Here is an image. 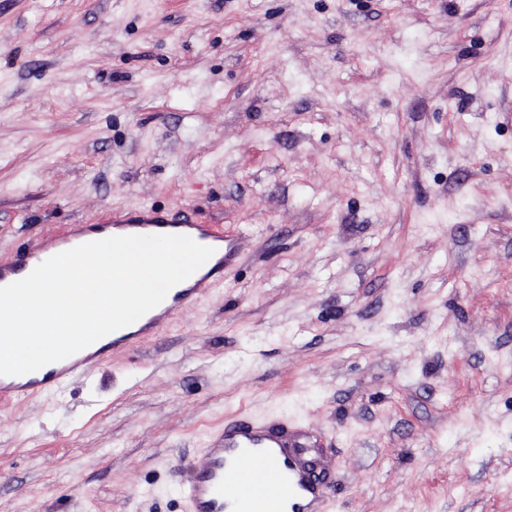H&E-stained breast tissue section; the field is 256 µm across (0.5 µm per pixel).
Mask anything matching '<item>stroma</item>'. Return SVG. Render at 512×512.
<instances>
[{"label": "stroma", "mask_w": 512, "mask_h": 512, "mask_svg": "<svg viewBox=\"0 0 512 512\" xmlns=\"http://www.w3.org/2000/svg\"><path fill=\"white\" fill-rule=\"evenodd\" d=\"M148 209L238 262L0 401V512H190L232 418L328 512H512V0H0V263ZM113 222L114 224H111L113 229L124 230L134 228V230H130L124 235H185L201 245L213 248L215 252L199 270L183 281V283H191V285L188 288H182L177 291L171 304L167 303L170 290L157 307L146 313L135 323L127 326V328H135V331L117 335L119 334L117 330L103 337H111L112 335V339L107 343L97 346L100 340L103 339L101 338L73 356L51 363V368L42 378L37 377L36 374L44 367L35 372L20 376H0L1 401L22 398L49 388L61 391L73 380L81 377L100 363L108 352L113 354L127 350L141 338L158 334L165 323L172 319L180 310L196 303L204 296L212 287L216 274L224 272V268L232 265L238 254L237 244L234 240L225 239L224 235L219 234L213 225L195 224L189 217H183L166 223H157L152 219L146 218L137 224L128 223L119 217V219H115ZM207 268L209 270L203 273L202 271Z\"/></svg>", "instance_id": "stroma-1"}]
</instances>
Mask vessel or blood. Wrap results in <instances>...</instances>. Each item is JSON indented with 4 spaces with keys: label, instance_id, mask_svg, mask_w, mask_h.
<instances>
[{
    "label": "vessel or blood",
    "instance_id": "b4317fda",
    "mask_svg": "<svg viewBox=\"0 0 512 512\" xmlns=\"http://www.w3.org/2000/svg\"><path fill=\"white\" fill-rule=\"evenodd\" d=\"M138 235H185L213 248L206 271L190 276L187 288L176 292L172 303H160L134 324L130 333L113 335L107 343L83 349L52 363L43 376L28 373L0 376V400L33 395L46 389L63 390L100 363L107 353L131 348L141 338L160 332L180 310L196 303L212 287L217 273L232 265L237 244L224 238L214 226L184 217L158 223L146 218L135 224ZM86 229L74 227L68 237L50 238L0 265V286L8 285L22 270H31L60 252L87 243ZM290 427L284 423L235 421L204 449L200 464L185 485L183 494L192 512H327L324 483L300 443L290 442Z\"/></svg>",
    "mask_w": 512,
    "mask_h": 512
}]
</instances>
